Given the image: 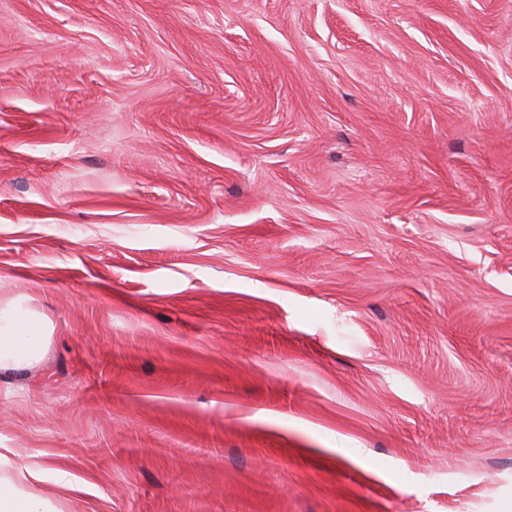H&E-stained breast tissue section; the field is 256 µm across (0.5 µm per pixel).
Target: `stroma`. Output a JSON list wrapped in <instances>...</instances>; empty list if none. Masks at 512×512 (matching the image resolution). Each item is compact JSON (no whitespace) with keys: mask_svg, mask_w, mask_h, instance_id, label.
I'll return each instance as SVG.
<instances>
[{"mask_svg":"<svg viewBox=\"0 0 512 512\" xmlns=\"http://www.w3.org/2000/svg\"><path fill=\"white\" fill-rule=\"evenodd\" d=\"M17 296L60 512H512V0H0Z\"/></svg>","mask_w":512,"mask_h":512,"instance_id":"1","label":"stroma"}]
</instances>
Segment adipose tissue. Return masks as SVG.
Returning <instances> with one entry per match:
<instances>
[{"label":"adipose tissue","mask_w":512,"mask_h":512,"mask_svg":"<svg viewBox=\"0 0 512 512\" xmlns=\"http://www.w3.org/2000/svg\"><path fill=\"white\" fill-rule=\"evenodd\" d=\"M46 341L44 326L20 300L0 306V370L36 361ZM43 463L6 461L0 453V512H56L43 488Z\"/></svg>","instance_id":"ef3b65f1"}]
</instances>
